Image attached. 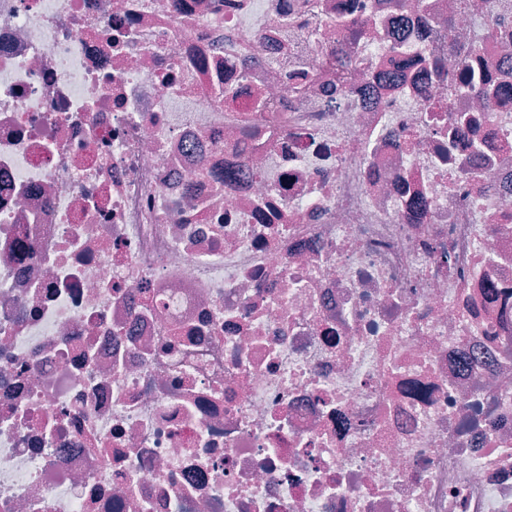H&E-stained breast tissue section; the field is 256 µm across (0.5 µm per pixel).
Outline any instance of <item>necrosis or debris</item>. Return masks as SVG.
Returning <instances> with one entry per match:
<instances>
[{"label":"necrosis or debris","mask_w":512,"mask_h":512,"mask_svg":"<svg viewBox=\"0 0 512 512\" xmlns=\"http://www.w3.org/2000/svg\"><path fill=\"white\" fill-rule=\"evenodd\" d=\"M0 512H512V0H0Z\"/></svg>","instance_id":"1"}]
</instances>
